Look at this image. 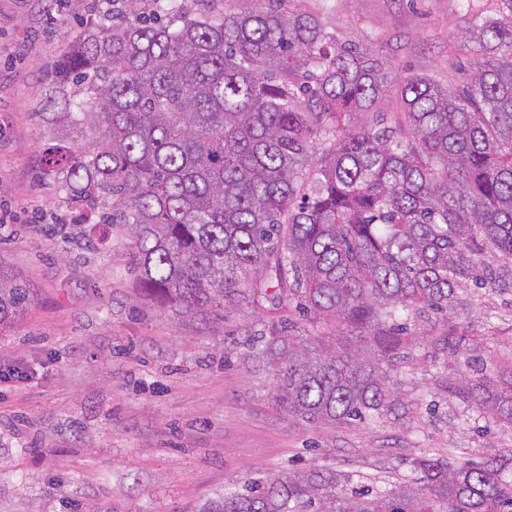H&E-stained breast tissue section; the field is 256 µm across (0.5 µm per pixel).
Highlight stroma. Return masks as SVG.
<instances>
[{
    "label": "stroma",
    "instance_id": "1",
    "mask_svg": "<svg viewBox=\"0 0 512 512\" xmlns=\"http://www.w3.org/2000/svg\"><path fill=\"white\" fill-rule=\"evenodd\" d=\"M329 35L362 39L393 81L425 74L461 86L465 28L500 0H305ZM99 15L50 0H0V269L33 293L0 327V512H195L250 477L332 468L359 487L410 472L426 450L478 464L512 448L468 394L471 379L512 374V288L464 289L463 309L416 320L452 336L471 364L425 346L389 364L406 418L363 427L294 419L273 398L271 370L244 362L242 340L289 318L287 305L231 307L203 326L140 299L134 240L89 229L84 208L46 173L47 148L80 132L45 124L48 78L68 31Z\"/></svg>",
    "mask_w": 512,
    "mask_h": 512
}]
</instances>
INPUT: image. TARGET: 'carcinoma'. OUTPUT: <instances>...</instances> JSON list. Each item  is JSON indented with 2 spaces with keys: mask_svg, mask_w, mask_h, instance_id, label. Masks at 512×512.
I'll use <instances>...</instances> for the list:
<instances>
[{
  "mask_svg": "<svg viewBox=\"0 0 512 512\" xmlns=\"http://www.w3.org/2000/svg\"><path fill=\"white\" fill-rule=\"evenodd\" d=\"M75 34L51 98L91 145L45 153L71 196L112 204L128 226L141 293L204 324L237 298L288 302L369 331V351L296 333L258 334L248 359L276 371L295 419L356 426L398 416L384 364L448 337L405 321L457 306L460 287L512 288V0L469 32L463 88L427 75L400 84L362 42L329 38L301 0H235L228 13L168 0ZM31 289L0 273V326ZM476 404L512 427V381L474 384ZM413 477L337 491L333 469L246 482L199 512H512V448L476 465L429 450Z\"/></svg>",
  "mask_w": 512,
  "mask_h": 512,
  "instance_id": "obj_1",
  "label": "carcinoma"
}]
</instances>
